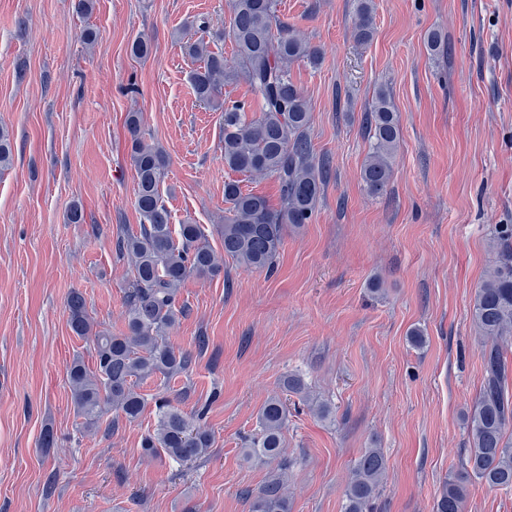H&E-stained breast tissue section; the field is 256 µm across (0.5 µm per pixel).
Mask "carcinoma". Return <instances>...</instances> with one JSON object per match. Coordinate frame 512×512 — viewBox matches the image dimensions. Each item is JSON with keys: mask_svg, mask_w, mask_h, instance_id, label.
Listing matches in <instances>:
<instances>
[{"mask_svg": "<svg viewBox=\"0 0 512 512\" xmlns=\"http://www.w3.org/2000/svg\"><path fill=\"white\" fill-rule=\"evenodd\" d=\"M278 0H231L228 29L185 42L187 53L203 66L193 72L191 84L205 106L223 112L224 166L252 178L272 177L279 185L280 205L245 190L241 181L224 182L227 204L220 235L224 255L240 266L272 272L288 227L309 223L329 164L317 158L309 137L312 107L294 83L290 70L298 62L318 64L320 50L277 16ZM373 0H355L353 35L367 43L374 35ZM229 39L234 61L211 44ZM244 80L258 98L259 111L249 113L242 101L224 102V86ZM369 150L361 180L372 195H380L390 182L400 139V116L387 88L379 87L367 110ZM131 140L129 157L136 174L135 207L139 230L118 235V253L128 258L133 279L123 292L125 331L116 335L99 328L88 313L83 294L72 291L66 300L72 332L91 343L95 367L75 359L67 370L71 397L83 429L92 433L102 418L115 413L136 421L146 406L140 383L161 375L170 380L188 372L194 352H203L206 338L196 339V351L175 346L170 334L184 315L178 304L181 286L192 275L216 277L224 270L221 257L206 240L199 224H181L172 230L170 211L160 191L167 160L164 152L141 134V116L126 119ZM13 161L9 132L0 129V168ZM497 257L475 290L472 321L488 347L482 352L484 381L465 413L470 448L466 466L476 479L491 488L512 489V362L504 347L512 339V225L497 231ZM157 423L141 440L143 455L164 453L184 466L208 454V430L182 412L166 394L155 396ZM287 407L278 396L266 400L259 412L260 437L243 449L245 458L277 464V473L257 493L246 494L250 512H289L286 476L290 463L283 448ZM387 474L382 449L367 448L353 465L344 492V512H368ZM467 480L452 476L443 483L434 512H463Z\"/></svg>", "mask_w": 512, "mask_h": 512, "instance_id": "1", "label": "carcinoma"}]
</instances>
